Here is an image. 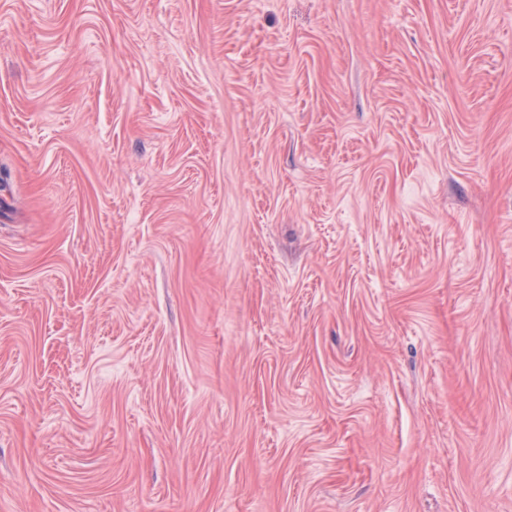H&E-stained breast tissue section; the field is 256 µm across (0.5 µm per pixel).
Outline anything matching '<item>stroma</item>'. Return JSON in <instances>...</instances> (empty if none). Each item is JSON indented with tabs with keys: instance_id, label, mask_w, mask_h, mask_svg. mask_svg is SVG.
<instances>
[{
	"instance_id": "obj_1",
	"label": "stroma",
	"mask_w": 512,
	"mask_h": 512,
	"mask_svg": "<svg viewBox=\"0 0 512 512\" xmlns=\"http://www.w3.org/2000/svg\"><path fill=\"white\" fill-rule=\"evenodd\" d=\"M0 512H512V0H0Z\"/></svg>"
}]
</instances>
